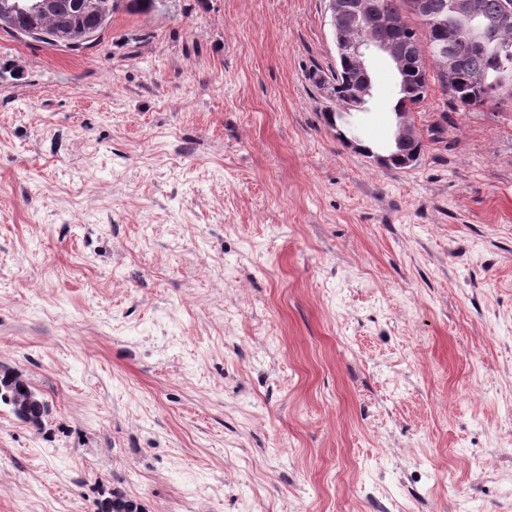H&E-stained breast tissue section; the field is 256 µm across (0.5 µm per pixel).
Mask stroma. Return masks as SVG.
<instances>
[{"label":"stroma","instance_id":"1","mask_svg":"<svg viewBox=\"0 0 512 512\" xmlns=\"http://www.w3.org/2000/svg\"><path fill=\"white\" fill-rule=\"evenodd\" d=\"M329 0L0 30V512H512V100L328 123ZM416 141L418 142L416 143L415 148H417L421 154L423 149L421 133L408 117H403L398 123L394 138L395 148H398L397 152L394 150L395 153L391 155H377L376 161L380 165H385L386 163L390 162L391 157L402 155V152H404L408 146L414 144ZM6 371L0 377V405L4 404L12 410L17 418L25 423H30L39 428L43 420L49 414V405L42 394L35 390L26 380H19ZM25 389V392H22ZM1 392L8 393L13 397L11 403L6 402ZM19 405L21 413H17L15 406Z\"/></svg>","mask_w":512,"mask_h":512}]
</instances>
